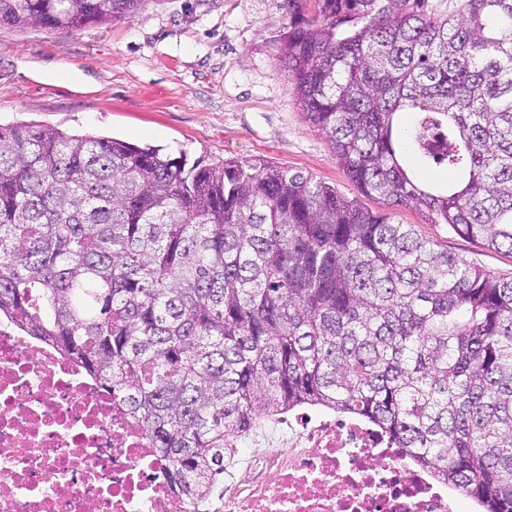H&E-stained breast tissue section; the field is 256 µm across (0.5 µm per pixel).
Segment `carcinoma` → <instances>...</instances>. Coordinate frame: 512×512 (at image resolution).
I'll list each match as a JSON object with an SVG mask.
<instances>
[{"instance_id": "obj_1", "label": "carcinoma", "mask_w": 512, "mask_h": 512, "mask_svg": "<svg viewBox=\"0 0 512 512\" xmlns=\"http://www.w3.org/2000/svg\"><path fill=\"white\" fill-rule=\"evenodd\" d=\"M143 0H0L77 30ZM288 0L279 58L361 194L512 253V0ZM458 173L423 182L415 168ZM0 315L123 398L213 512L224 437L364 418L484 512H512V276L310 175L0 126Z\"/></svg>"}]
</instances>
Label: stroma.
I'll use <instances>...</instances> for the list:
<instances>
[{
	"instance_id": "35a3bbf8",
	"label": "stroma",
	"mask_w": 512,
	"mask_h": 512,
	"mask_svg": "<svg viewBox=\"0 0 512 512\" xmlns=\"http://www.w3.org/2000/svg\"><path fill=\"white\" fill-rule=\"evenodd\" d=\"M287 0H145L134 18L81 29L0 26V123L54 126L215 162L263 158L336 186L372 211L298 106L277 45ZM396 222L476 265L489 250L398 210Z\"/></svg>"
}]
</instances>
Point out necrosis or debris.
I'll use <instances>...</instances> for the list:
<instances>
[{
    "mask_svg": "<svg viewBox=\"0 0 512 512\" xmlns=\"http://www.w3.org/2000/svg\"><path fill=\"white\" fill-rule=\"evenodd\" d=\"M224 461L220 512H469L465 490L356 417L279 416ZM118 397L0 320V512H196Z\"/></svg>",
    "mask_w": 512,
    "mask_h": 512,
    "instance_id": "1",
    "label": "necrosis or debris"
}]
</instances>
